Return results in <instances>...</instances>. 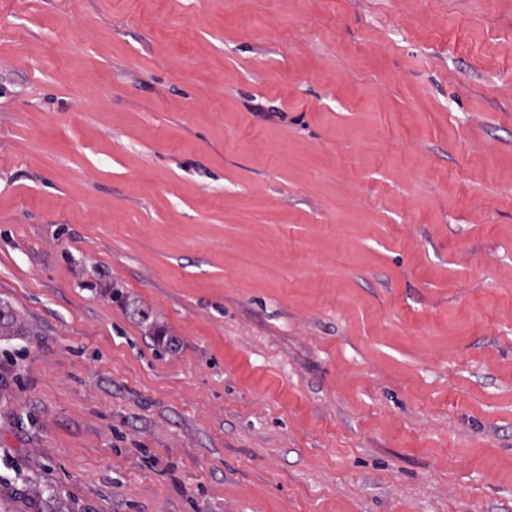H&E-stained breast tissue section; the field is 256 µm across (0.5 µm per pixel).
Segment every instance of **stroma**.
<instances>
[{"instance_id": "1", "label": "stroma", "mask_w": 512, "mask_h": 512, "mask_svg": "<svg viewBox=\"0 0 512 512\" xmlns=\"http://www.w3.org/2000/svg\"><path fill=\"white\" fill-rule=\"evenodd\" d=\"M0 301V512H512V0H0Z\"/></svg>"}]
</instances>
